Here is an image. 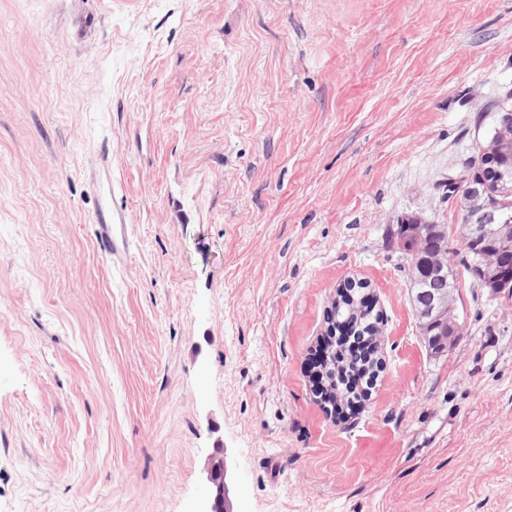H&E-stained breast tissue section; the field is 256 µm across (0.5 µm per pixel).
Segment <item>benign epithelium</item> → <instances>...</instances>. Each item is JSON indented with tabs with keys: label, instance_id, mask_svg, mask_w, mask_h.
<instances>
[{
	"label": "benign epithelium",
	"instance_id": "obj_1",
	"mask_svg": "<svg viewBox=\"0 0 512 512\" xmlns=\"http://www.w3.org/2000/svg\"><path fill=\"white\" fill-rule=\"evenodd\" d=\"M485 152L493 159L502 154L512 153V114L500 113L492 139L485 146ZM464 179L462 191L467 207L472 215L482 222L485 237L492 241V249L483 255L485 271L501 285H508L512 283V266L499 264L497 253L509 251L512 224L501 223L500 211L493 198L511 196L512 187L507 184L504 173L499 169L489 175H466ZM431 228V233L426 234L418 226L400 224L396 232L414 236L417 250L425 254L427 269L432 275L441 277L448 269V255L444 253L438 239L448 238V225L433 224ZM411 305L424 334L433 339L437 348H444L448 339L456 335L458 330L455 289L450 288L444 293L437 294L422 282L416 288V294L411 296ZM201 472L210 491L202 512H238L230 496L233 468L227 449L221 445L215 448L204 460Z\"/></svg>",
	"mask_w": 512,
	"mask_h": 512
}]
</instances>
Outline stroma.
<instances>
[{
  "mask_svg": "<svg viewBox=\"0 0 512 512\" xmlns=\"http://www.w3.org/2000/svg\"><path fill=\"white\" fill-rule=\"evenodd\" d=\"M512 96V0H0V512H512V294L431 351L390 230ZM382 314L360 413L304 372ZM345 287L351 292L353 297L342 289L339 292V298L336 299V303L333 305V314L347 318L349 322L355 320L369 336H376L379 332V325L381 324V314L379 311L374 314L375 308H367V306L358 302L356 294L354 293L355 289H352L350 286ZM356 334L357 332L351 333L349 326L345 325L344 322H341L339 325H336L334 335L329 336V339L319 344L310 355V371L312 372L313 378L320 389V394L322 396L324 395L326 400L327 389L323 384L322 370L326 366L328 359H331V351L335 349L336 352L343 350L349 354L354 353L360 355L363 359V356H365L367 351H370L371 349L372 345L368 346V337L361 336V338L358 339ZM357 342H360V344H357ZM201 472L209 487V498L204 510L198 512H240L235 509L230 496L233 468L227 449L223 445L214 448L204 460Z\"/></svg>",
  "mask_w": 512,
  "mask_h": 512,
  "instance_id": "obj_1",
  "label": "stroma"
}]
</instances>
